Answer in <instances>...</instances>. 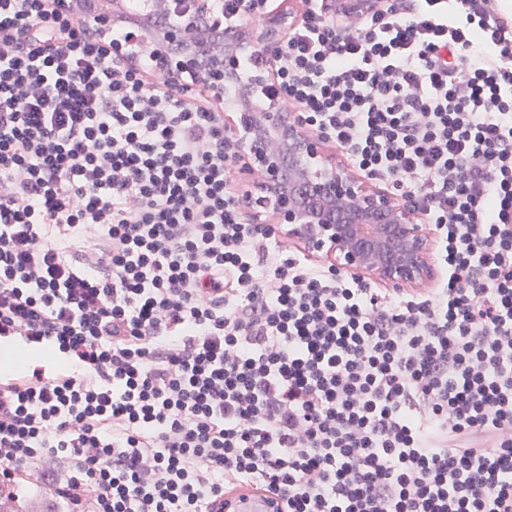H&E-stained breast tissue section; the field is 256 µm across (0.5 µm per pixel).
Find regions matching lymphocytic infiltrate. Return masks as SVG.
Instances as JSON below:
<instances>
[{"mask_svg":"<svg viewBox=\"0 0 512 512\" xmlns=\"http://www.w3.org/2000/svg\"><path fill=\"white\" fill-rule=\"evenodd\" d=\"M96 0H0V491L66 512H209L244 486L283 512H512V21L410 0L337 28L303 0L271 94L413 199L444 272L388 291L288 255L229 179L207 59L284 0H206L223 26L160 68ZM126 47V54L115 51Z\"/></svg>","mask_w":512,"mask_h":512,"instance_id":"1","label":"lymphocytic infiltrate"}]
</instances>
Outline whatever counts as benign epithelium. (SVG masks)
Here are the masks:
<instances>
[{
  "instance_id": "benign-epithelium-1",
  "label": "benign epithelium",
  "mask_w": 512,
  "mask_h": 512,
  "mask_svg": "<svg viewBox=\"0 0 512 512\" xmlns=\"http://www.w3.org/2000/svg\"><path fill=\"white\" fill-rule=\"evenodd\" d=\"M336 21L365 19L398 0H328ZM143 39L159 59L169 47L187 51L191 43L180 28L163 29L147 19ZM276 22L257 24L251 38L224 29V45L211 55L208 71L214 83L239 88L238 107L224 114V138L240 171L248 175L241 206L253 212V223L270 224L277 235L338 272L363 282L425 293L439 277L435 240L419 211L373 181L354 176L329 141L299 123L288 103L267 98L269 70L241 79L238 61L263 46L274 54L281 41L270 38Z\"/></svg>"
}]
</instances>
